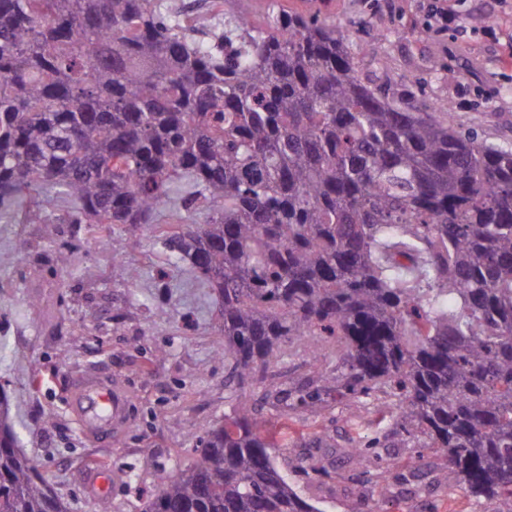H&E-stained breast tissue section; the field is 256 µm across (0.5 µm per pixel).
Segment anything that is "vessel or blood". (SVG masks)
<instances>
[{
	"label": "vessel or blood",
	"mask_w": 512,
	"mask_h": 512,
	"mask_svg": "<svg viewBox=\"0 0 512 512\" xmlns=\"http://www.w3.org/2000/svg\"><path fill=\"white\" fill-rule=\"evenodd\" d=\"M68 404L83 436L108 443L128 427V405L132 394L120 377L85 373L72 380Z\"/></svg>",
	"instance_id": "obj_1"
}]
</instances>
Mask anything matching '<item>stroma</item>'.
I'll return each mask as SVG.
<instances>
[{
	"label": "stroma",
	"instance_id": "obj_1",
	"mask_svg": "<svg viewBox=\"0 0 512 512\" xmlns=\"http://www.w3.org/2000/svg\"><path fill=\"white\" fill-rule=\"evenodd\" d=\"M302 13L304 0H211L197 14L204 30L227 13L245 14L265 26L272 8ZM321 15L347 32L361 78L403 95L420 112L441 100L452 107L462 134L512 147V61L500 55L498 28L484 25L437 34L425 25L422 0H320ZM48 214L60 238L75 243L71 266H57L43 225L20 216L0 218V253L16 252L0 265V388L8 396L18 448L36 457L68 512H140V492H151L162 476L190 467L192 436L223 422L239 399H248L271 423L290 419L307 434H332L324 470L305 469L300 458L279 449L277 459L302 497L322 512L385 503L388 512H488L486 504L450 488L441 455L417 457L415 441H402L391 421L392 400L371 401L333 394L328 402L288 411L267 400L270 386L289 376H319L335 360L309 365L297 347L287 349L263 383L240 392L219 357L221 339L212 328L215 295L189 265L165 267L154 244L160 225L183 224L180 204L160 210L130 248L125 226L95 237L87 225L65 223V208ZM140 270L126 285L112 278V259ZM123 315H115L116 307ZM120 376L134 394L131 423L112 444L85 439L66 408V387L82 372ZM379 445L368 448L370 440ZM366 448L364 465L347 449ZM112 469L107 490L90 475L93 462Z\"/></svg>",
	"mask_w": 512,
	"mask_h": 512
}]
</instances>
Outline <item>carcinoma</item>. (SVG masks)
Returning <instances> with one entry per match:
<instances>
[{
    "label": "carcinoma",
    "mask_w": 512,
    "mask_h": 512,
    "mask_svg": "<svg viewBox=\"0 0 512 512\" xmlns=\"http://www.w3.org/2000/svg\"><path fill=\"white\" fill-rule=\"evenodd\" d=\"M202 215L157 242L220 296L238 389L285 346L338 368L265 397H393L417 458L512 512V148L413 112L358 74L335 21L272 12L193 40L158 0H0V212L42 224L151 223L171 199ZM138 269L113 258L112 278ZM277 439L240 403L141 512H321L281 474ZM0 512H66L16 451L0 397Z\"/></svg>",
    "instance_id": "1"
}]
</instances>
